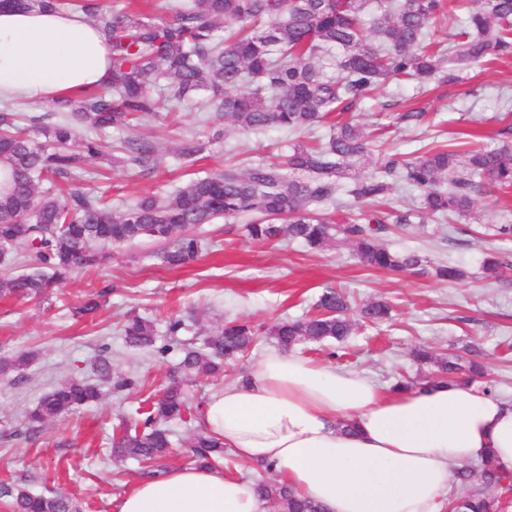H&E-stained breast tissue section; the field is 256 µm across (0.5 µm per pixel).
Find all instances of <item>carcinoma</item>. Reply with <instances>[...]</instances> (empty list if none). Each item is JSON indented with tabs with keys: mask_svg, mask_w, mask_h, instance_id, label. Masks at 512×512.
<instances>
[{
	"mask_svg": "<svg viewBox=\"0 0 512 512\" xmlns=\"http://www.w3.org/2000/svg\"><path fill=\"white\" fill-rule=\"evenodd\" d=\"M367 6L368 0H182L172 8L171 18L161 19L99 0H0V8L81 12L112 46V76L105 87L90 86L54 102L47 112L26 116L23 126L9 107L0 110V268L6 271L0 276V298L43 300L74 268H95L108 258V249L143 239L166 243L156 252L161 264H190L203 247L191 230L220 218H249L246 231L253 240L286 236L323 250L331 235L321 211L335 204L342 191L360 211L359 218L342 225V232L356 242V255L366 267L426 272V260L418 253L395 251L379 238L391 222L465 218L476 196L511 187V124L498 131L501 144L493 148L475 144L464 149L451 143L404 159L377 144L381 132L338 121L324 144L297 143L279 160L245 169L228 163L169 195L145 196L121 213L80 187L87 161L116 152L126 166L148 173L157 169L151 142L137 135L116 146L104 140L106 130L128 128L157 111L156 87L168 101L187 106L206 92L209 107L243 130L259 133L274 126L302 132L333 112L353 109L391 81L426 85L453 79L456 66L480 64L490 56L512 58V0H477L446 47L430 41V34L448 10L459 7L456 0H379L377 12L369 16ZM336 48L340 55L332 76L320 60ZM205 149L197 136L186 134L176 157L189 165ZM367 157L374 158L373 171L350 175ZM58 180L75 185L64 201L53 190ZM399 182L419 193L418 209H373ZM21 254L30 259L29 271L13 277L8 271ZM511 265L509 256L496 254L484 261L483 270L495 279ZM434 275L451 282L466 272L440 264ZM349 310L345 296L328 290L315 312L279 321L267 335L285 351L303 342L340 343L355 325ZM358 317L380 325L389 317V306L370 300L358 309ZM123 336L132 347H152L160 354L171 350L168 343L156 346L155 323L138 315L126 320ZM257 339L251 325L232 321L209 334L200 347L183 345L181 366L189 373L215 374L224 361L245 356ZM108 351L102 345L94 365L98 381L111 382L117 390L133 389L132 378L112 381ZM441 366L450 382L466 371L479 373L461 355L441 360ZM99 395L92 381L69 378L27 411L25 433L36 434L46 421ZM186 411V394L176 383L150 406L142 429L121 434L114 452L138 460L146 475L166 469L172 442L162 422L181 419ZM188 448L192 464L213 468L224 461L223 442L205 431L192 434ZM455 476L468 487L464 512H505L512 503L507 497L512 494V471L491 459L482 462L476 486L466 467ZM255 489L281 512H325L274 479L255 481ZM491 489L497 494H489ZM5 495L12 498L13 512H78L74 500L61 494L18 488Z\"/></svg>",
	"mask_w": 512,
	"mask_h": 512,
	"instance_id": "1",
	"label": "carcinoma"
}]
</instances>
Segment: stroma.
Wrapping results in <instances>:
<instances>
[{
  "instance_id": "35a3bbf8",
  "label": "stroma",
  "mask_w": 512,
  "mask_h": 512,
  "mask_svg": "<svg viewBox=\"0 0 512 512\" xmlns=\"http://www.w3.org/2000/svg\"><path fill=\"white\" fill-rule=\"evenodd\" d=\"M458 75V81L425 93L410 81L391 82L382 96L358 104L353 120L381 129L389 150L407 157L435 139L452 143L478 135L485 145L498 146L502 101L512 96V59L466 67ZM415 101L434 112L433 126L396 123L397 113ZM182 132L213 140L195 166H182L175 156ZM135 133L156 145L160 162L155 172L109 170L92 161L83 181L86 191L106 198L119 212L142 196L173 191L223 168L225 160L244 166L271 162L293 143L325 141L330 127L323 124L300 134L271 127L255 134L219 119L204 105L177 108L164 102ZM504 214L512 216V191L479 196L471 215L455 227L414 223L408 232L394 229L384 236V243L396 250H414L429 262L463 267L468 277L457 283L366 268L352 242L339 232L331 247L316 251L285 237L254 241L243 224L220 220L202 227L205 247L191 266H162L154 256L156 243L134 242L112 249L98 268L75 270L46 300H0V358L33 356L23 370L0 374V512H11L4 492L18 487L70 496L80 512H114L113 499L141 480L137 462L113 457L112 439L134 428L171 380L183 379L182 354L174 349L161 357L127 346L121 327L132 314L159 326L167 318H182L186 329L181 338L195 344L233 319L264 333L256 350L223 377L183 379L192 410L185 421L169 425L175 439L168 457L172 467L184 462L182 439L199 428L198 404L239 381L262 353L274 348L267 330L280 319L311 310L329 288L348 293L358 304L386 300L392 318L377 329L356 326L351 339L333 350L307 345L306 356L320 363L334 361L390 386L402 376L436 379L437 365L415 362V347L427 345L441 355L471 345L486 367L493 393L512 402V271L489 280L482 269L488 253H512V241L496 238L488 229ZM91 294L98 296L99 309L74 315V307ZM103 344L110 348L113 377H136L137 387L121 392L103 388L97 402L26 435V411L66 379L91 377Z\"/></svg>"
}]
</instances>
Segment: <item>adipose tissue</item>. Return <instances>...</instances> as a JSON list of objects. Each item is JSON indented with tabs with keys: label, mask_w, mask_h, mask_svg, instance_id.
I'll return each instance as SVG.
<instances>
[{
	"label": "adipose tissue",
	"mask_w": 512,
	"mask_h": 512,
	"mask_svg": "<svg viewBox=\"0 0 512 512\" xmlns=\"http://www.w3.org/2000/svg\"><path fill=\"white\" fill-rule=\"evenodd\" d=\"M112 47L75 14L0 10V100L51 103L105 86ZM242 460L326 512H443L454 467L512 469V403L463 383L389 389L365 373L272 351L212 394L199 417ZM117 512H267L252 483L174 468L122 495Z\"/></svg>",
	"instance_id": "1"
}]
</instances>
